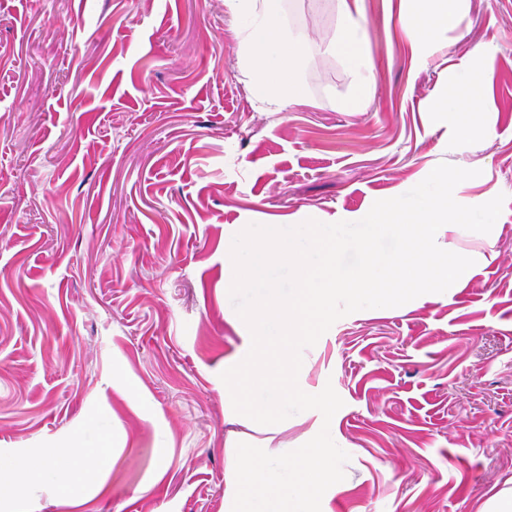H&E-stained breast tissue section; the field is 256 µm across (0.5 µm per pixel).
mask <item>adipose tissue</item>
I'll return each instance as SVG.
<instances>
[{"instance_id":"adipose-tissue-1","label":"adipose tissue","mask_w":512,"mask_h":512,"mask_svg":"<svg viewBox=\"0 0 512 512\" xmlns=\"http://www.w3.org/2000/svg\"><path fill=\"white\" fill-rule=\"evenodd\" d=\"M224 4L244 34L243 52L251 61L254 87L276 108L294 103L300 97L298 73L305 48L290 39L282 22L281 0H224ZM401 26L410 41L428 47L448 29H462L463 18L456 0H417L413 13L402 17ZM362 42L358 10L346 2L328 47L360 73L371 68ZM473 58V68L456 80L452 93L442 102L445 111L458 116L460 133L470 139L484 134L471 114L479 109L480 75L492 63L491 56L480 47L474 48ZM112 457L109 423L104 417L93 416L69 447L45 448L29 459L1 455L0 495L20 494L29 483L50 484L61 496L72 495L110 470Z\"/></svg>"}]
</instances>
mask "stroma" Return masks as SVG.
I'll return each mask as SVG.
<instances>
[{
	"instance_id": "1",
	"label": "stroma",
	"mask_w": 512,
	"mask_h": 512,
	"mask_svg": "<svg viewBox=\"0 0 512 512\" xmlns=\"http://www.w3.org/2000/svg\"><path fill=\"white\" fill-rule=\"evenodd\" d=\"M307 45L302 101L252 87L224 0H0V454L68 446L111 419V469L68 500L44 486L0 512H224L235 474L220 378L244 339L224 314L241 224L347 220L440 163L455 194L505 195L454 293L337 320L304 383L332 386L350 456L321 512H478L512 478V0H459L467 36L429 49L413 0H359L365 106L328 52L339 0H284ZM487 129L441 111L474 46Z\"/></svg>"
}]
</instances>
